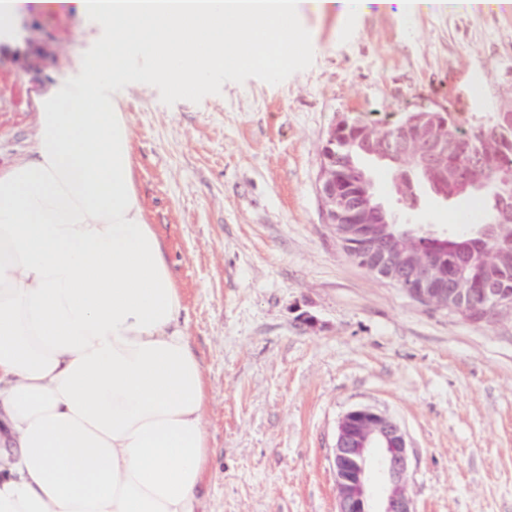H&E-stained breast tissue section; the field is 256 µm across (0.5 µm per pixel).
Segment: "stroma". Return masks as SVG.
<instances>
[{"mask_svg": "<svg viewBox=\"0 0 512 512\" xmlns=\"http://www.w3.org/2000/svg\"><path fill=\"white\" fill-rule=\"evenodd\" d=\"M299 25L310 44L278 77L181 98L151 81L125 101L136 187L209 382L203 512H337L331 454L340 419L361 406L400 424L415 512H512V314L472 322L358 266L317 191L340 120L390 125L445 106L466 129L512 110V13L371 10ZM105 38L89 16L15 18L0 39V164L35 143L28 89ZM487 214L481 198L424 187L396 217L462 235Z\"/></svg>", "mask_w": 512, "mask_h": 512, "instance_id": "1", "label": "stroma"}]
</instances>
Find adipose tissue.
I'll return each mask as SVG.
<instances>
[{
  "mask_svg": "<svg viewBox=\"0 0 512 512\" xmlns=\"http://www.w3.org/2000/svg\"><path fill=\"white\" fill-rule=\"evenodd\" d=\"M420 0H0L108 34L32 94L31 155L0 166V512H198L208 382L137 192L130 85L178 97L292 61L305 13Z\"/></svg>",
  "mask_w": 512,
  "mask_h": 512,
  "instance_id": "ef3b65f1",
  "label": "adipose tissue"
}]
</instances>
